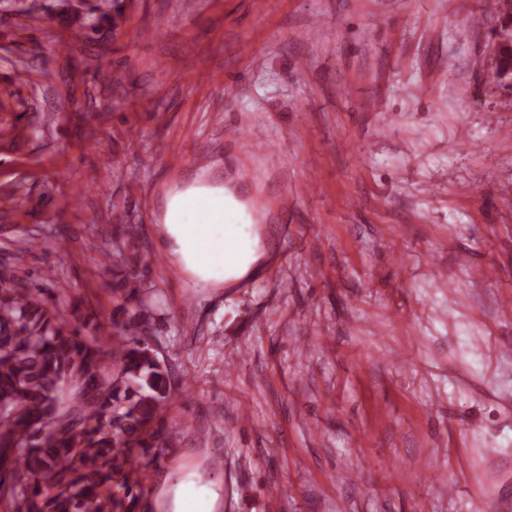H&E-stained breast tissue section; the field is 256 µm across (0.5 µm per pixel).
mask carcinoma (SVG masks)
Instances as JSON below:
<instances>
[{
  "instance_id": "cac0c4a2",
  "label": "carcinoma",
  "mask_w": 512,
  "mask_h": 512,
  "mask_svg": "<svg viewBox=\"0 0 512 512\" xmlns=\"http://www.w3.org/2000/svg\"><path fill=\"white\" fill-rule=\"evenodd\" d=\"M124 0H94L65 20L118 31ZM122 303L112 333L70 318L42 289L0 263V504L8 512H134L144 458L165 438L179 382L148 337L157 336L150 290L133 266L112 270Z\"/></svg>"
}]
</instances>
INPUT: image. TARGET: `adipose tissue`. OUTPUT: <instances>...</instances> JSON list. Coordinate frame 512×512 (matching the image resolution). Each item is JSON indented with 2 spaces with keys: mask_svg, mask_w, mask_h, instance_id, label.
Returning <instances> with one entry per match:
<instances>
[{
  "mask_svg": "<svg viewBox=\"0 0 512 512\" xmlns=\"http://www.w3.org/2000/svg\"><path fill=\"white\" fill-rule=\"evenodd\" d=\"M245 207L224 175L211 168L195 172L166 195L159 231L166 251L195 286L220 288L253 274L265 256V243L253 237L246 247L224 245V225Z\"/></svg>",
  "mask_w": 512,
  "mask_h": 512,
  "instance_id": "obj_1",
  "label": "adipose tissue"
}]
</instances>
